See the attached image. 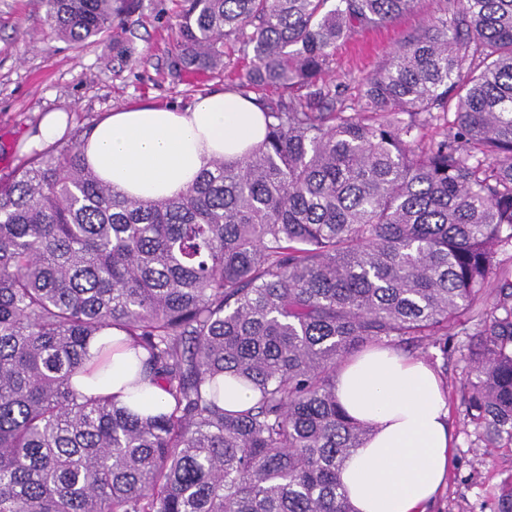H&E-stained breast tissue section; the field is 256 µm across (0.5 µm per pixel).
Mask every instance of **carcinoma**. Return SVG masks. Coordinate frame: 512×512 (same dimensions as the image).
Returning a JSON list of instances; mask_svg holds the SVG:
<instances>
[{
  "mask_svg": "<svg viewBox=\"0 0 512 512\" xmlns=\"http://www.w3.org/2000/svg\"><path fill=\"white\" fill-rule=\"evenodd\" d=\"M438 2L350 109L320 83L336 44L417 0H183L178 64L233 40L283 93L246 157L137 199L78 127L0 179V512H353L340 473L371 429L336 375L367 347L444 369L468 337L465 417L512 447V0ZM44 3L52 35L127 53L137 0ZM108 329L100 362L135 350L164 410L74 387ZM234 384L250 407L224 408Z\"/></svg>",
  "mask_w": 512,
  "mask_h": 512,
  "instance_id": "cac0c4a2",
  "label": "carcinoma"
}]
</instances>
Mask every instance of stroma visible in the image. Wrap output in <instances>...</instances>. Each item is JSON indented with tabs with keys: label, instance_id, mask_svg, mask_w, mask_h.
Segmentation results:
<instances>
[{
	"label": "stroma",
	"instance_id": "stroma-1",
	"mask_svg": "<svg viewBox=\"0 0 512 512\" xmlns=\"http://www.w3.org/2000/svg\"><path fill=\"white\" fill-rule=\"evenodd\" d=\"M437 0H418L413 12L385 25H368L337 44L324 81L346 103L361 93L366 77L386 62L396 43L437 14ZM180 0H140L123 20L126 57L103 37L76 47L46 32L43 0H0V176L27 158L23 137L42 115L66 113L69 128L95 124L134 102L191 105L198 96L238 84L250 56L226 46L223 68L175 67ZM462 338L448 344L449 419L456 436L455 465L429 512H497L503 488L512 487V450L486 448L464 419L460 385L465 363Z\"/></svg>",
	"mask_w": 512,
	"mask_h": 512
}]
</instances>
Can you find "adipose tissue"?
Segmentation results:
<instances>
[{
	"label": "adipose tissue",
	"mask_w": 512,
	"mask_h": 512,
	"mask_svg": "<svg viewBox=\"0 0 512 512\" xmlns=\"http://www.w3.org/2000/svg\"><path fill=\"white\" fill-rule=\"evenodd\" d=\"M264 135L256 103L223 90L183 111L124 106L96 123L81 148L100 180L129 196L161 199L185 191L213 160L244 157ZM136 363L133 352H120L108 368L91 367L74 383L88 394L123 396ZM336 398L352 419L374 429L341 469L355 512H425L446 484L453 455L435 371L422 358L371 349L342 365Z\"/></svg>",
	"instance_id": "1"
}]
</instances>
